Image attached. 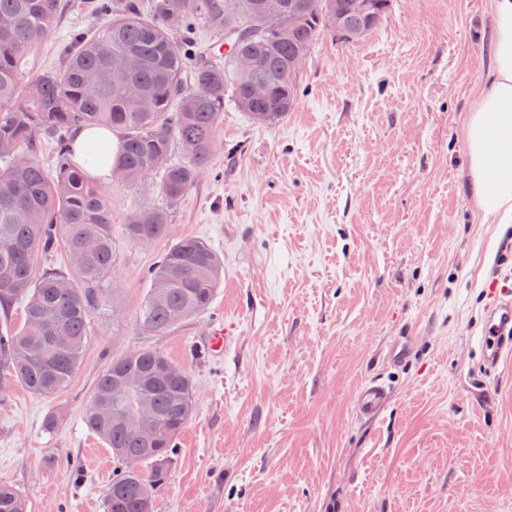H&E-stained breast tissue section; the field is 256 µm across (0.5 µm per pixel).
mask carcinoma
Segmentation results:
<instances>
[{"instance_id":"carcinoma-1","label":"carcinoma","mask_w":512,"mask_h":512,"mask_svg":"<svg viewBox=\"0 0 512 512\" xmlns=\"http://www.w3.org/2000/svg\"><path fill=\"white\" fill-rule=\"evenodd\" d=\"M305 0H282L280 13L265 15L264 0H99L102 18L93 33L77 31L62 47V67L31 75L25 61L52 31L62 0H0V312L25 302L17 330L0 328V369L46 399L75 376L89 338L94 287L112 271V214L105 193L88 172L70 161L72 134L81 127L110 129L122 146L112 159L119 184L157 186L167 207L134 212L129 239L167 237L170 206L179 202L207 167L224 120V95L254 122L272 124L291 111L299 87L293 59L307 55L326 28L330 0L298 11ZM390 0H373L371 13H345L347 31L378 26ZM240 31L224 37L222 54L194 45L196 27ZM251 65L243 68L239 59ZM262 85L263 98L252 95ZM57 147L55 175L36 158L40 137ZM64 242L80 282L48 269L34 271L38 253ZM151 288L140 314L144 330L168 334L206 311L219 287L223 265L210 246L183 237L149 269ZM194 411L190 376L162 352L141 347L112 360L99 376L83 413L86 426L112 452V481L105 512H153V488ZM146 414L157 429L148 445L128 419ZM0 512H27L22 494L0 481Z\"/></svg>"}]
</instances>
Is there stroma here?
<instances>
[{
  "label": "stroma",
  "mask_w": 512,
  "mask_h": 512,
  "mask_svg": "<svg viewBox=\"0 0 512 512\" xmlns=\"http://www.w3.org/2000/svg\"><path fill=\"white\" fill-rule=\"evenodd\" d=\"M99 24L95 0H68L30 71ZM493 52L490 0H391L364 39L320 34L275 124L225 100L166 239L125 234L159 196L100 180L115 261L78 372L51 400L0 373V481L27 512H104L112 454L82 415L140 347L181 365L195 401L155 512H512V361L485 368L481 343L487 287L512 289V223H483L464 134ZM183 237L217 253L222 283L207 311L146 335L148 270ZM374 380L391 397L366 419L355 399Z\"/></svg>",
  "instance_id": "obj_1"
}]
</instances>
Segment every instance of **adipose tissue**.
Masks as SVG:
<instances>
[{"mask_svg": "<svg viewBox=\"0 0 512 512\" xmlns=\"http://www.w3.org/2000/svg\"><path fill=\"white\" fill-rule=\"evenodd\" d=\"M493 76L476 98L465 122L472 189L484 223H512V0H492ZM106 145L90 159V144ZM118 140L109 130L80 129L74 137L76 162L90 174H110Z\"/></svg>", "mask_w": 512, "mask_h": 512, "instance_id": "ef3b65f1", "label": "adipose tissue"}]
</instances>
